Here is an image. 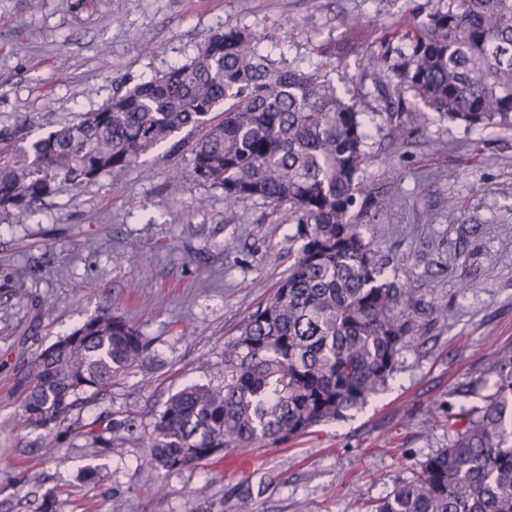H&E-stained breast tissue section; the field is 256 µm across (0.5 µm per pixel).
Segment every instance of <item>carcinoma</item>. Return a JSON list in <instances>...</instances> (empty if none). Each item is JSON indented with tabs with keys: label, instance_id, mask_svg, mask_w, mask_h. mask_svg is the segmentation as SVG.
Here are the masks:
<instances>
[{
	"label": "carcinoma",
	"instance_id": "obj_1",
	"mask_svg": "<svg viewBox=\"0 0 512 512\" xmlns=\"http://www.w3.org/2000/svg\"><path fill=\"white\" fill-rule=\"evenodd\" d=\"M353 21L345 43L366 40ZM400 44L367 53L392 134L411 100L470 128H512V0H436L398 22ZM258 35L212 34L185 63L139 82L76 122L0 148V210L35 212L64 182L118 176L152 150L188 147L196 179L224 205L285 209L303 241L274 293L224 351V384L171 394L143 436L150 481L229 450L294 440L386 390L398 356L426 332L417 289L389 275L362 233L358 175L367 164L365 98L259 48ZM184 133L179 138L177 134ZM136 329L110 312L43 350L20 379L23 428L52 445L70 412L146 357ZM483 405L463 407L448 446L366 512H512V348L494 352Z\"/></svg>",
	"mask_w": 512,
	"mask_h": 512
}]
</instances>
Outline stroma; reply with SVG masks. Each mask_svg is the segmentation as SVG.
Returning a JSON list of instances; mask_svg holds the SVG:
<instances>
[{"mask_svg":"<svg viewBox=\"0 0 512 512\" xmlns=\"http://www.w3.org/2000/svg\"><path fill=\"white\" fill-rule=\"evenodd\" d=\"M419 0H0V131L31 137L92 112L120 90L186 62L218 30L248 28L264 50L365 95L366 51L313 52L346 24L381 38ZM359 175L375 199L371 247L409 280L428 312L388 389L347 419L292 443L248 449L161 474L138 473L142 437L168 396L219 384L224 351L275 291L302 245L262 202L224 208L196 180L190 151L159 147L129 171L80 191L57 184L37 212H0V512H364L448 444V417L482 403L492 353L512 347V129L469 128L411 110L405 142L375 118ZM183 174L171 192V170ZM123 317L148 357L68 417L54 456L22 428L16 381L36 356L103 312ZM111 420L105 444L86 435Z\"/></svg>","mask_w":512,"mask_h":512,"instance_id":"1","label":"stroma"}]
</instances>
